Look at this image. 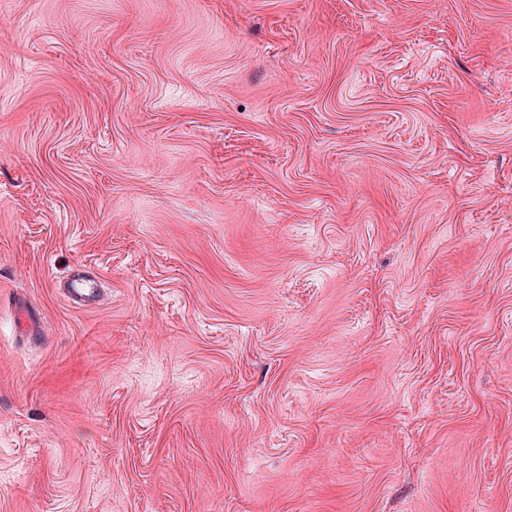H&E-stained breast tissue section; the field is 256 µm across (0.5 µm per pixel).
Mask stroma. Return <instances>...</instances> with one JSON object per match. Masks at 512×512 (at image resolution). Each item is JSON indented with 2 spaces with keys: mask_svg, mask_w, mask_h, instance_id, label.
Wrapping results in <instances>:
<instances>
[{
  "mask_svg": "<svg viewBox=\"0 0 512 512\" xmlns=\"http://www.w3.org/2000/svg\"><path fill=\"white\" fill-rule=\"evenodd\" d=\"M0 512H512V0H0Z\"/></svg>",
  "mask_w": 512,
  "mask_h": 512,
  "instance_id": "1",
  "label": "stroma"
}]
</instances>
